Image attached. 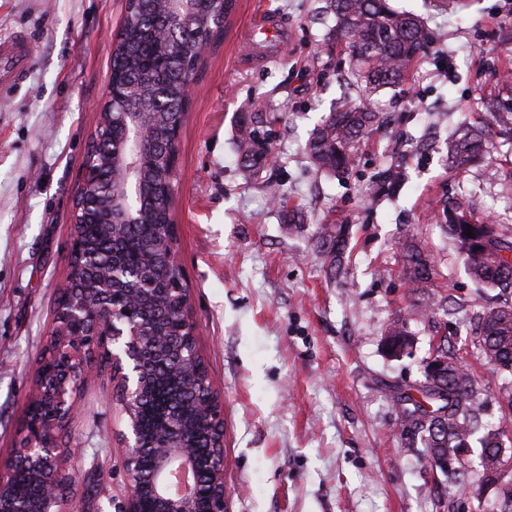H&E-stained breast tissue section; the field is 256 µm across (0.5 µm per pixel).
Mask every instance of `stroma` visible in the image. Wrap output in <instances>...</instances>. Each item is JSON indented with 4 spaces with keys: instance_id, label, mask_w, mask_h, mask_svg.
<instances>
[{
    "instance_id": "1",
    "label": "stroma",
    "mask_w": 512,
    "mask_h": 512,
    "mask_svg": "<svg viewBox=\"0 0 512 512\" xmlns=\"http://www.w3.org/2000/svg\"><path fill=\"white\" fill-rule=\"evenodd\" d=\"M221 41L190 91L174 180L175 249L190 290L197 349L224 396L226 512H441L432 469L393 401L419 385L447 335L481 386L485 419L512 447L507 378L478 359L474 323L493 301L465 272L436 217L465 203L512 225V198L483 161L449 168L446 143L485 119V101L512 69V0H388L418 18L429 46L404 84L365 94L332 34L327 0H235ZM124 0H0V41L24 36L33 66L0 86V460L23 420L69 273L71 215L88 141L112 65ZM366 102L384 122L361 140L349 174L318 170L304 147L329 112ZM261 114L268 155L247 166L240 131ZM403 184L384 191L380 174ZM344 224L346 269L331 276L316 248L321 225ZM415 237L434 262L432 297L454 312L408 321L411 354L383 350L387 325L412 300L396 243ZM112 370L98 353L78 370L77 410L61 433L74 457L107 449L99 492L80 512H115L126 491Z\"/></svg>"
}]
</instances>
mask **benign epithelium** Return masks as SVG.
<instances>
[{"mask_svg":"<svg viewBox=\"0 0 512 512\" xmlns=\"http://www.w3.org/2000/svg\"><path fill=\"white\" fill-rule=\"evenodd\" d=\"M210 4L224 33V0H153L165 8L168 21L158 29L146 27L143 36L151 42L170 44L192 34L186 46L197 53V65L213 42L219 40L205 18L192 29L182 18L186 2ZM168 96L166 87L145 74L127 85L120 118H115L116 97L112 78L100 104V121L92 137L119 123L125 131L122 143L110 157L82 168L72 213L70 272L59 290L56 325L51 333L52 355L43 360L37 389L30 399L25 420L26 436L11 457L0 463V512H76L74 498L75 457L62 446L57 432L72 417L77 391L76 357L97 348L106 355L113 373V396L126 417L123 433L126 494L117 512H142L141 498L149 494L153 512H224L223 399L212 387L197 352L185 353L196 343L197 327L189 291L182 283V268L176 250V224L168 218L154 242L140 256L136 268L108 258L99 261L84 243L78 225L83 217L96 216L105 232L143 223L141 190L157 170L165 171L167 198L174 202V176L181 126L165 133L159 129L160 109ZM163 264L170 277L169 291L178 295L184 325L173 338L166 327L162 297L145 287L150 270ZM148 346L169 363L170 374L201 388L195 400V425L211 440L210 454L202 456L190 444L178 411H170L167 428L153 435L143 431L140 411L152 397L156 377L149 371L140 349ZM148 449L154 459L149 476L140 473L139 456ZM469 449L437 465L464 469ZM29 472L39 507L24 500L15 484V472ZM210 478L208 493L199 490L202 475Z\"/></svg>","mask_w":512,"mask_h":512,"instance_id":"obj_1","label":"benign epithelium"}]
</instances>
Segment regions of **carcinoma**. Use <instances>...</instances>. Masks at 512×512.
Masks as SVG:
<instances>
[{"label":"carcinoma","mask_w":512,"mask_h":512,"mask_svg":"<svg viewBox=\"0 0 512 512\" xmlns=\"http://www.w3.org/2000/svg\"><path fill=\"white\" fill-rule=\"evenodd\" d=\"M336 15V41L347 47L360 66V78L365 89L372 92L380 87L400 85L412 62L424 50L427 38L417 19L388 7L386 0H330ZM144 11L140 4L130 5L125 13L124 51L112 59L113 86L121 89L127 85L126 74L131 68L160 77L177 90L183 82L194 78L192 57L185 53L163 52L145 45L141 40ZM491 121L472 125L448 145V162L455 169L466 168L479 161L492 144L493 135L512 133V77L504 80L499 93L486 102ZM378 113L370 111L364 102L332 112L313 132L305 150L319 170L337 174L347 173L353 166L358 143L374 126ZM266 133L260 116H253L246 130L245 158L257 163L266 158ZM148 223L115 236L103 237L94 224L82 225V234L95 243L102 254L111 253L117 258L135 260L137 255L156 236L159 223L166 220L163 182L156 180L147 196ZM458 212L461 222L453 223L446 216L440 224L457 248L459 256L472 280L485 288H498L512 292V264H507L503 252L512 254V227L500 226L496 230V244L484 251H472L473 239L465 231L480 235L476 219L461 203H445L442 211ZM318 248L326 267L332 274H339L345 258V234L341 224H325L318 237ZM407 273L411 292L419 294L429 287L433 274L432 260L415 239L405 237L397 241ZM448 311V305L439 307L421 302L412 304L408 318H425L435 309ZM474 346L484 361L497 369L512 367V305L492 307L479 317ZM433 353L448 360L447 366L437 377L424 373V383L413 392L397 394L405 420L418 426L417 436L429 461L435 462L461 445L477 442L480 447V466L486 467L500 459L503 447L501 434L482 421L473 407L476 380L470 369L463 366L448 346V337L439 339ZM177 386L173 380L156 388L155 403L146 407L141 418L148 431L162 424L159 403L166 401L170 391ZM182 417L187 428L188 440L199 448L208 447L193 425V408L183 406Z\"/></svg>","instance_id":"1"}]
</instances>
